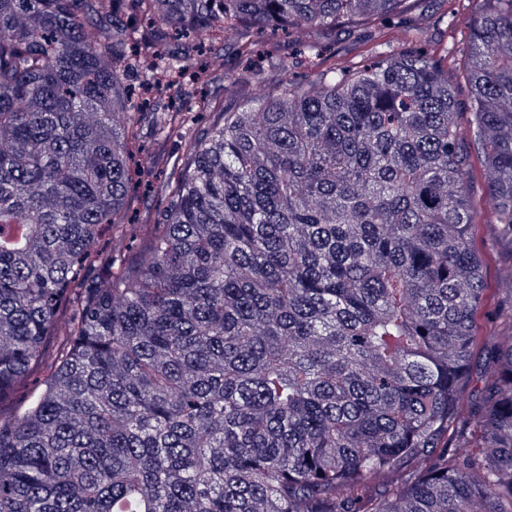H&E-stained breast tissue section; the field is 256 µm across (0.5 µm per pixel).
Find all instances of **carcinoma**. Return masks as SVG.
I'll return each instance as SVG.
<instances>
[{
  "label": "carcinoma",
  "instance_id": "carcinoma-1",
  "mask_svg": "<svg viewBox=\"0 0 512 512\" xmlns=\"http://www.w3.org/2000/svg\"><path fill=\"white\" fill-rule=\"evenodd\" d=\"M475 2L463 69L407 27L226 112L129 80L415 0H0V512H512V341L465 394L469 135L512 247V0Z\"/></svg>",
  "mask_w": 512,
  "mask_h": 512
}]
</instances>
